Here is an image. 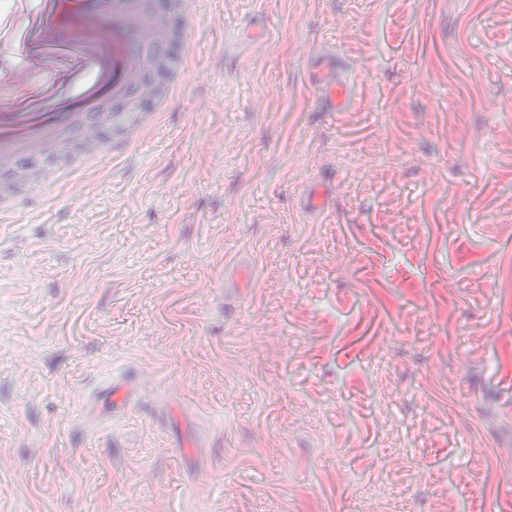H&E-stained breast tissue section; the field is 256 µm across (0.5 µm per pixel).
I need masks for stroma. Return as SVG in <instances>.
<instances>
[{
  "label": "stroma",
  "mask_w": 512,
  "mask_h": 512,
  "mask_svg": "<svg viewBox=\"0 0 512 512\" xmlns=\"http://www.w3.org/2000/svg\"><path fill=\"white\" fill-rule=\"evenodd\" d=\"M41 12L0 0V101L80 104L15 49ZM184 26L155 125L0 216V512H512V0ZM309 84L315 99L327 112H345L349 100V87L336 72V59L325 58L310 66ZM136 382L121 380L118 383H112V387L106 391L108 397L106 404L112 407V413L120 409H125L130 405L135 389Z\"/></svg>",
  "instance_id": "stroma-1"
}]
</instances>
